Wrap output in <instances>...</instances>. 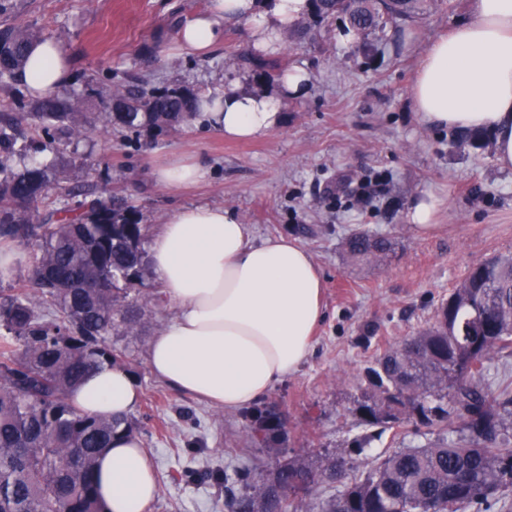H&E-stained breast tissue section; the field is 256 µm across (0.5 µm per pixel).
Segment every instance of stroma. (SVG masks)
<instances>
[{"mask_svg": "<svg viewBox=\"0 0 512 512\" xmlns=\"http://www.w3.org/2000/svg\"><path fill=\"white\" fill-rule=\"evenodd\" d=\"M209 3L11 0V22L42 27L62 43L76 91H103L136 73L159 87L208 89L233 80L276 91L277 82L251 75L245 23H225L223 41L205 55L179 50V27ZM474 17V0H436L400 29L371 33L367 53L340 41L346 18L319 25L309 16L308 36L284 39L273 56L281 71H305L307 90L283 101V122L269 133L229 140L192 123L124 141L103 133L96 100L88 137L36 156L65 168L69 186L133 201L147 236L181 207L209 204L239 214L253 241L290 237L312 254L325 281L324 316L300 370L267 395L286 415L289 455L349 458L360 433L350 410L369 361L432 323L470 265L512 253V172L496 166L493 145L421 124L410 95L428 46ZM179 159L202 162L207 180L160 184L156 169ZM425 194L440 202L439 227L420 236L407 212ZM359 229L389 237L391 258L350 264L342 243ZM177 312L169 300L148 306L137 331L119 339L141 394L132 413L141 423L137 435L159 480L149 512H225L224 482L214 471L237 463L269 470L277 456L251 445L242 413L212 407L151 373L150 341Z\"/></svg>", "mask_w": 512, "mask_h": 512, "instance_id": "35a3bbf8", "label": "stroma"}]
</instances>
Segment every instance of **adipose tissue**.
Listing matches in <instances>:
<instances>
[{
	"mask_svg": "<svg viewBox=\"0 0 512 512\" xmlns=\"http://www.w3.org/2000/svg\"><path fill=\"white\" fill-rule=\"evenodd\" d=\"M472 22L427 49L410 95L419 121L449 129H491L495 161L512 172V0H476ZM309 0H212L178 31L181 49L200 52L218 42L228 21L247 24L252 50L273 54L284 34L310 15ZM18 78L31 97L56 94L72 79L63 45L35 44ZM307 77L284 75L277 93L211 89L213 107L201 121L228 138L268 133L282 120L283 99L303 94ZM153 272L176 317L151 342V373L177 390L232 412L261 399L300 369L322 317L323 277L310 252L269 236L254 243L233 212L214 206L180 209L152 239ZM82 412L123 416L139 401L126 366L87 376L72 394ZM103 512H149L158 479L140 441L116 436L99 457Z\"/></svg>",
	"mask_w": 512,
	"mask_h": 512,
	"instance_id": "adipose-tissue-1",
	"label": "adipose tissue"
}]
</instances>
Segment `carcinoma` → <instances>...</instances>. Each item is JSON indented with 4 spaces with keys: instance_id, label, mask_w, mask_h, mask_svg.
<instances>
[{
    "instance_id": "cac0c4a2",
    "label": "carcinoma",
    "mask_w": 512,
    "mask_h": 512,
    "mask_svg": "<svg viewBox=\"0 0 512 512\" xmlns=\"http://www.w3.org/2000/svg\"><path fill=\"white\" fill-rule=\"evenodd\" d=\"M317 22L337 14L365 35L414 17L421 0H310ZM42 28H0V85L16 81ZM269 80L274 66L249 60ZM105 126L114 134L175 130L211 100L188 87L158 88L134 76L102 96ZM28 108L35 137L17 145L14 108ZM88 95L58 94L24 102L0 101V239L28 247L34 258L27 283L0 290V512H101L94 482L98 456L118 431L131 435L132 417L76 410L70 393L90 372L126 358L112 340L138 323L159 296H132L127 285L147 266L146 235L137 210L86 189L74 211L61 205L63 169L13 163L31 149L57 152L87 134ZM354 263L384 259L389 238L367 232L345 243ZM512 352V254L473 264L441 301L433 324L404 344L377 354L353 415L365 433L355 458L324 456L313 465L282 456L270 471L241 467L224 474L227 512H303L305 486L339 484L321 512H489L512 488V388L487 386L494 355ZM251 442L267 446L288 434L279 409L245 416ZM426 429L427 442L360 460L374 435Z\"/></svg>"
}]
</instances>
